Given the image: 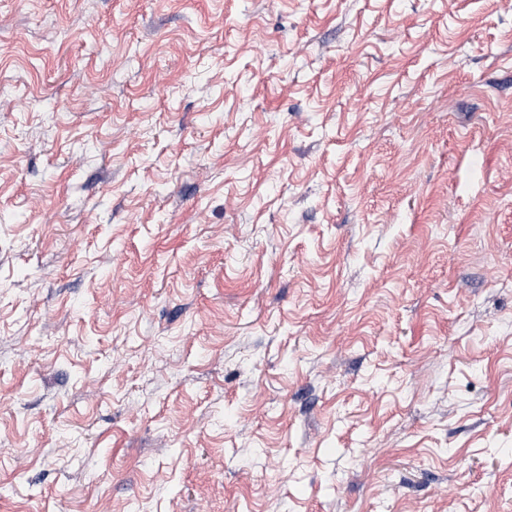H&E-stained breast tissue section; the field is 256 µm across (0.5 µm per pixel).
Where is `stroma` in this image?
<instances>
[{
	"mask_svg": "<svg viewBox=\"0 0 512 512\" xmlns=\"http://www.w3.org/2000/svg\"><path fill=\"white\" fill-rule=\"evenodd\" d=\"M0 512H512V0H0Z\"/></svg>",
	"mask_w": 512,
	"mask_h": 512,
	"instance_id": "35a3bbf8",
	"label": "stroma"
}]
</instances>
